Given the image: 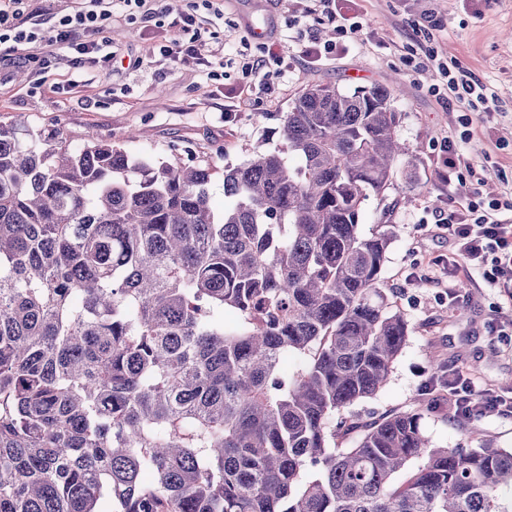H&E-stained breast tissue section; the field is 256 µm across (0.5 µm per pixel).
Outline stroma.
Segmentation results:
<instances>
[{"label": "stroma", "instance_id": "35a3bbf8", "mask_svg": "<svg viewBox=\"0 0 512 512\" xmlns=\"http://www.w3.org/2000/svg\"><path fill=\"white\" fill-rule=\"evenodd\" d=\"M156 16L117 14L98 40L115 58L74 67L67 53L46 68L22 63L24 46L0 45L11 65L0 67V124L61 128L72 144L93 134L133 155L173 161L172 144L189 142L216 168L210 193L224 207V172L254 151L279 146L281 116L311 84L345 92L393 90L397 135L412 170L397 166L383 200H369L363 235L392 225L394 237L380 288L392 310L409 321L407 342L390 379L351 414L369 420L422 409L433 446H471L466 421L455 416L448 377L470 380L479 394L512 397V342L492 324L512 323V305L480 277H463V258L436 222L464 205L439 176L444 142L464 148L459 176L477 199L512 196V0H336L337 10L363 25L358 41L322 21L312 0H218L201 18V52L211 67L167 70L153 46L182 37L188 0H164ZM277 43L268 60L269 87L242 99L245 62L263 43ZM333 52H325V44ZM459 62L487 87L488 101L468 114L437 94V65ZM216 77H208V70Z\"/></svg>", "mask_w": 512, "mask_h": 512}]
</instances>
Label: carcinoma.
Listing matches in <instances>:
<instances>
[{"mask_svg":"<svg viewBox=\"0 0 512 512\" xmlns=\"http://www.w3.org/2000/svg\"><path fill=\"white\" fill-rule=\"evenodd\" d=\"M281 121L220 213L190 146L0 124V512H512V448L343 414L408 337L392 231L359 232L406 155L391 91L311 85Z\"/></svg>","mask_w":512,"mask_h":512,"instance_id":"carcinoma-1","label":"carcinoma"}]
</instances>
